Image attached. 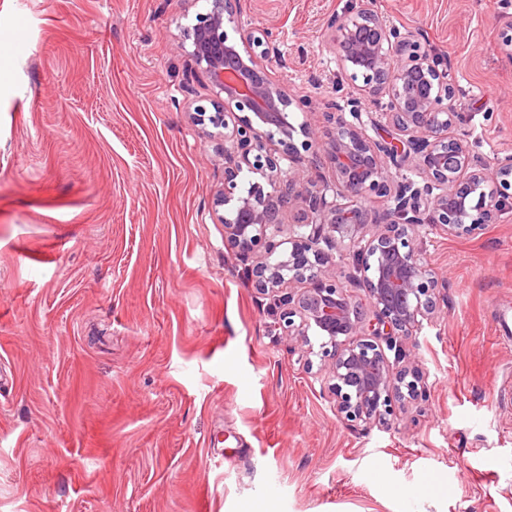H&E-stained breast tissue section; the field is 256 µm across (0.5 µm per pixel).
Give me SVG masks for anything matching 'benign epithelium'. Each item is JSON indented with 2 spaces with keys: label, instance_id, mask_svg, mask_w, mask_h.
Masks as SVG:
<instances>
[{
  "label": "benign epithelium",
  "instance_id": "benign-epithelium-1",
  "mask_svg": "<svg viewBox=\"0 0 512 512\" xmlns=\"http://www.w3.org/2000/svg\"><path fill=\"white\" fill-rule=\"evenodd\" d=\"M332 28L330 51L358 97L351 122L340 109L323 113L331 125L326 140L310 124L288 120V107L309 108L311 100H293L272 80L276 38L242 23L237 0H211L185 32L215 92L211 107L196 106L191 119L224 130V186L215 203L224 207L230 248L258 258L252 277L260 294L274 298L277 329L308 346L310 329L324 338L321 367L341 420L389 427L395 405L423 401L427 392L419 371H393L387 352L406 355L410 336L440 308L439 279L416 243V227L478 234L512 208V155L472 165L467 142L448 137L461 118L448 105L455 92L413 32L387 25L367 0L335 17ZM366 100L387 110L390 137L368 134L375 120L371 112L370 121L362 118ZM322 164L331 178L322 176ZM409 164L423 185L395 181L391 169ZM245 171L260 180L243 183ZM375 198L388 202L378 214L369 208ZM287 210L309 233L284 234ZM326 247L352 251L361 265L371 318L326 267ZM294 284L303 288L293 292Z\"/></svg>",
  "mask_w": 512,
  "mask_h": 512
}]
</instances>
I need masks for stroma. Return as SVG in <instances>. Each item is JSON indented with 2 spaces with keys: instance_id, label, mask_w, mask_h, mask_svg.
Returning <instances> with one entry per match:
<instances>
[{
  "instance_id": "stroma-1",
  "label": "stroma",
  "mask_w": 512,
  "mask_h": 512,
  "mask_svg": "<svg viewBox=\"0 0 512 512\" xmlns=\"http://www.w3.org/2000/svg\"><path fill=\"white\" fill-rule=\"evenodd\" d=\"M356 0H240L323 127ZM448 71L473 160L512 154V0H372ZM208 0H0V512H512V209L417 242L441 311L408 341L426 402L352 427L224 238L212 87L181 49Z\"/></svg>"
}]
</instances>
